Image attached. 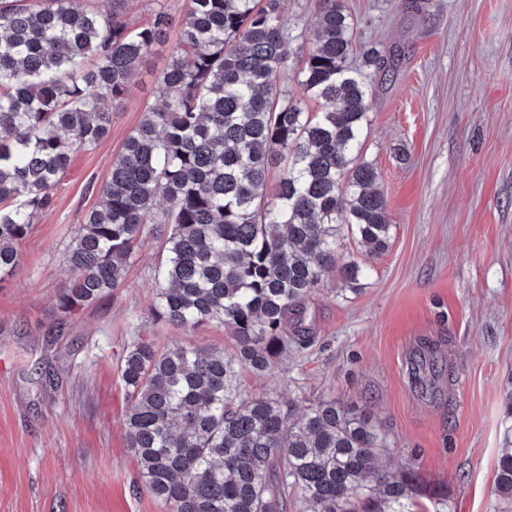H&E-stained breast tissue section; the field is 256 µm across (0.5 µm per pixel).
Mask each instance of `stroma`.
Segmentation results:
<instances>
[{
	"label": "stroma",
	"instance_id": "stroma-1",
	"mask_svg": "<svg viewBox=\"0 0 512 512\" xmlns=\"http://www.w3.org/2000/svg\"><path fill=\"white\" fill-rule=\"evenodd\" d=\"M343 3L357 43L394 58L360 155L380 175L389 246L370 255L338 237L342 261L367 268L357 290L329 274L305 303V344L269 372L242 370L240 393L367 406L395 464L435 490L423 512H499L497 461L512 448V0ZM178 34L156 45L108 136L74 153L0 283V512H165L126 443L122 359L140 338L235 351L222 324L183 331L154 316L153 224L120 288L66 317L55 308L66 250L155 103Z\"/></svg>",
	"mask_w": 512,
	"mask_h": 512
}]
</instances>
